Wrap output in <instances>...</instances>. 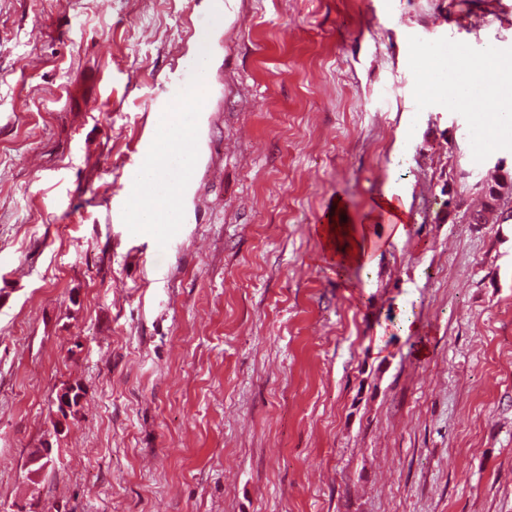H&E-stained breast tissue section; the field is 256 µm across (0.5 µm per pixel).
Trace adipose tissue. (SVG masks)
Instances as JSON below:
<instances>
[{
  "instance_id": "ef3b65f1",
  "label": "adipose tissue",
  "mask_w": 512,
  "mask_h": 512,
  "mask_svg": "<svg viewBox=\"0 0 512 512\" xmlns=\"http://www.w3.org/2000/svg\"><path fill=\"white\" fill-rule=\"evenodd\" d=\"M470 80L465 84L449 85V109L460 107L462 101L473 93H481L490 105L491 127L499 129L512 124V68L497 71L492 80H485L482 68L469 65ZM159 138L135 179L146 193L132 213L136 224H176L181 216L178 209L181 187L167 182L171 166H179L184 173H191L196 166L193 150L192 127L179 120L172 112L158 115ZM335 215L344 219L339 232H320L319 237L327 257L336 266L354 267L366 264L373 247L367 227L345 220L344 208L334 207ZM356 248V255H349V248Z\"/></svg>"
}]
</instances>
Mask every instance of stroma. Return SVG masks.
Here are the masks:
<instances>
[{"label": "stroma", "mask_w": 512, "mask_h": 512, "mask_svg": "<svg viewBox=\"0 0 512 512\" xmlns=\"http://www.w3.org/2000/svg\"><path fill=\"white\" fill-rule=\"evenodd\" d=\"M222 1L0 0V512H512V222L466 221L512 136L420 92L421 49L512 56V0ZM204 31L157 233L112 194ZM206 70H207V57L205 51H201L198 57V72L187 71L183 74L179 80L171 82L170 85L166 88L165 93L162 97L155 99V107L159 110H163L166 106L167 102L175 97H178L183 90V88L191 83L198 81L200 75V83L203 84L206 79ZM335 215H338V221H335ZM345 208L338 207L336 203L333 212L328 216V227L319 224L317 233L323 243V249L327 257L336 267H354L358 265L365 266L369 253L372 250L373 243L367 235L366 224H352V221H342L341 216H345ZM332 223H339V235L335 234V227ZM343 223V224H341ZM328 229V232H325ZM351 241H355L357 253L350 256L347 248L353 251ZM51 452L48 448H38L30 454L25 468L28 480L39 479L45 469L52 465Z\"/></svg>", "instance_id": "obj_1"}]
</instances>
